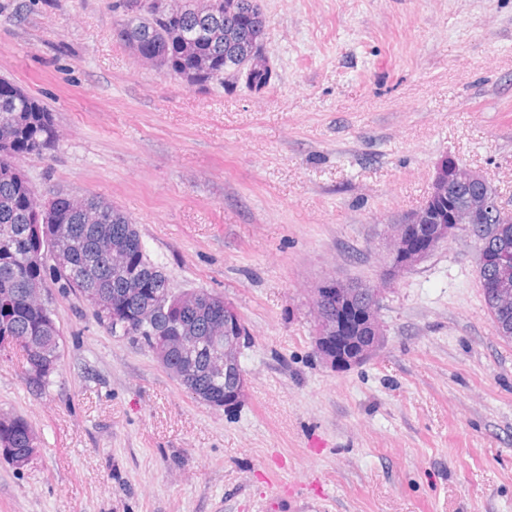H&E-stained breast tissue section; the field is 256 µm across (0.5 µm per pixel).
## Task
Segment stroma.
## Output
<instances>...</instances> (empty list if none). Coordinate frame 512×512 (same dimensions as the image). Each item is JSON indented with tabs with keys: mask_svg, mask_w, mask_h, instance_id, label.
<instances>
[{
	"mask_svg": "<svg viewBox=\"0 0 512 512\" xmlns=\"http://www.w3.org/2000/svg\"><path fill=\"white\" fill-rule=\"evenodd\" d=\"M26 3L0 21V76L59 139L21 169L41 199L112 202L174 288L231 301L249 388L196 401L50 285L52 385L0 356V414L37 437L24 468L0 458V512H512V343L470 232L387 289L366 363L322 362L312 313L314 288L377 281L442 157L512 205V0H260L277 72L261 93L140 62L112 0Z\"/></svg>",
	"mask_w": 512,
	"mask_h": 512,
	"instance_id": "1",
	"label": "stroma"
}]
</instances>
